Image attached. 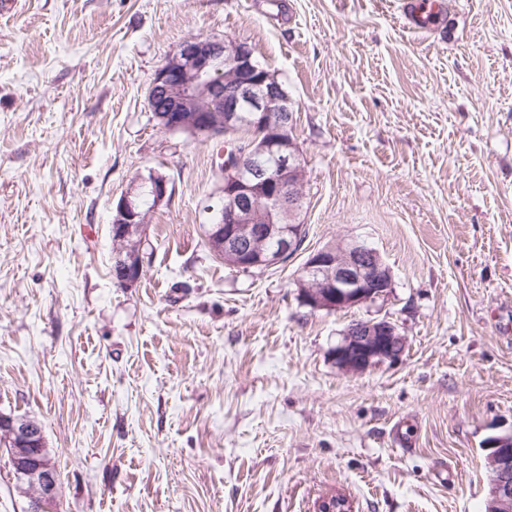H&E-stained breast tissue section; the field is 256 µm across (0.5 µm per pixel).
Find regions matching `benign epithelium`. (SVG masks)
<instances>
[{
  "instance_id": "benign-epithelium-1",
  "label": "benign epithelium",
  "mask_w": 512,
  "mask_h": 512,
  "mask_svg": "<svg viewBox=\"0 0 512 512\" xmlns=\"http://www.w3.org/2000/svg\"><path fill=\"white\" fill-rule=\"evenodd\" d=\"M151 112L169 131L224 137L234 146L224 165V198L218 210L223 244L246 261L273 266L293 253L294 234L280 225L298 221L304 194V166L292 138L294 115L281 84L244 41L194 37L181 44L156 70L148 94ZM151 208L166 199L168 181L153 173L147 179ZM147 214L137 194L120 196L112 219V236L133 234ZM278 238V249L251 257L252 245ZM130 288L141 278V252L118 258ZM298 283L304 302L314 310L338 312L383 298L392 288V272L381 255L363 241L350 239L311 253ZM406 348L398 327L385 319L355 321L332 349L336 365L360 373L399 359ZM0 446L10 457L17 488L28 487V512H48L57 502L59 476L47 454L42 426L32 419L0 413ZM483 447L491 471L485 512H512V436L490 437ZM317 512H353L349 502L332 496Z\"/></svg>"
}]
</instances>
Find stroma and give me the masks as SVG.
<instances>
[{
	"mask_svg": "<svg viewBox=\"0 0 512 512\" xmlns=\"http://www.w3.org/2000/svg\"><path fill=\"white\" fill-rule=\"evenodd\" d=\"M439 35L396 0H16L0 13V412L37 420L57 512H485L483 449L512 433V0H448ZM248 42L288 94L306 237L243 272L205 236L217 138L170 132L156 70L192 37ZM168 197L136 286L112 213ZM357 239L387 297L314 310L297 271ZM386 319L403 356L331 350ZM341 341L332 349L336 365L360 373L384 361L399 359L406 348L405 337L391 321L367 320L349 324Z\"/></svg>",
	"mask_w": 512,
	"mask_h": 512,
	"instance_id": "35a3bbf8",
	"label": "stroma"
}]
</instances>
